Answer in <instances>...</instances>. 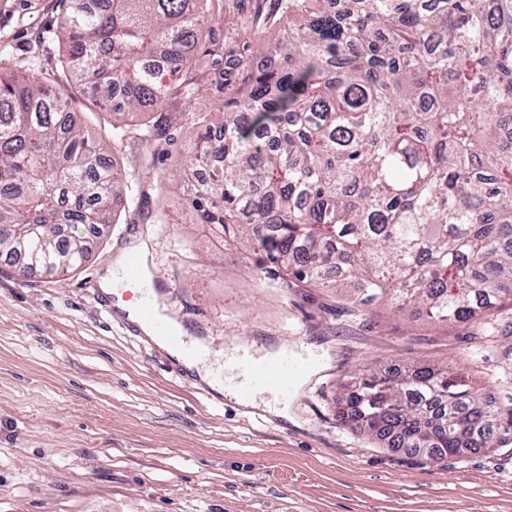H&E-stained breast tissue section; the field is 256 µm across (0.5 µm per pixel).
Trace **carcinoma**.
Returning <instances> with one entry per match:
<instances>
[{"instance_id": "1", "label": "carcinoma", "mask_w": 512, "mask_h": 512, "mask_svg": "<svg viewBox=\"0 0 512 512\" xmlns=\"http://www.w3.org/2000/svg\"><path fill=\"white\" fill-rule=\"evenodd\" d=\"M211 0H60L62 75L0 72V258L20 274L79 269L90 238L142 187L75 120L79 95L112 114V144L162 145V106L202 53ZM288 0L275 49L236 59L246 92L199 124L197 223L245 238L261 263L357 306L389 298L439 322L494 333L512 302V0ZM341 423L434 460L490 448L498 411L464 377L416 363L344 386Z\"/></svg>"}]
</instances>
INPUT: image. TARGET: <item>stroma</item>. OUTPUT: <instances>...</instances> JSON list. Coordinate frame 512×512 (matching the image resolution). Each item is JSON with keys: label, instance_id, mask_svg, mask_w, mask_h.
Listing matches in <instances>:
<instances>
[{"label": "stroma", "instance_id": "35a3bbf8", "mask_svg": "<svg viewBox=\"0 0 512 512\" xmlns=\"http://www.w3.org/2000/svg\"><path fill=\"white\" fill-rule=\"evenodd\" d=\"M257 6L224 0L213 33L225 49ZM59 21L57 0H0V63L29 75L30 47ZM170 134L160 149L114 151L143 193L82 268L61 278L0 269V512H512V434L435 461L336 418L351 372L420 362L467 377L512 413V308L495 312L485 342L465 325L385 304L357 310L335 290L257 272L246 243L193 218L185 160L196 126L185 118ZM160 209L167 223H155ZM141 239L164 315L185 340H205L223 393L118 309L139 285L103 292L102 276ZM280 344L327 360L289 395L247 389L235 349ZM246 391L256 407L241 404ZM280 400L288 419L266 410Z\"/></svg>", "mask_w": 512, "mask_h": 512}]
</instances>
